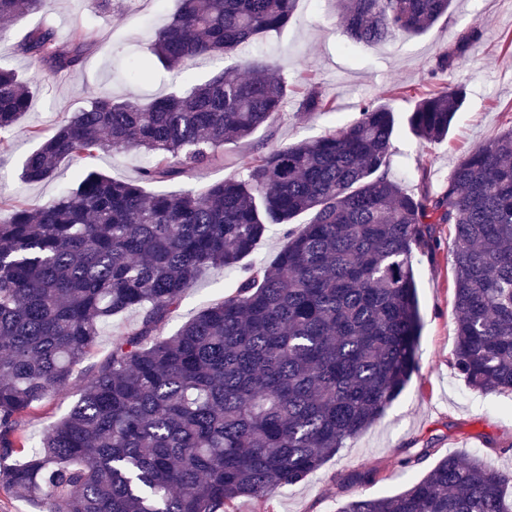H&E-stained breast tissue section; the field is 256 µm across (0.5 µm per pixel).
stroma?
Instances as JSON below:
<instances>
[{"instance_id": "obj_1", "label": "stroma", "mask_w": 512, "mask_h": 512, "mask_svg": "<svg viewBox=\"0 0 512 512\" xmlns=\"http://www.w3.org/2000/svg\"><path fill=\"white\" fill-rule=\"evenodd\" d=\"M177 0H111L108 10L93 9L89 0H47L40 12L0 20V66L30 76L31 61L16 50L26 32L50 24L58 39L72 28L92 32L81 68L48 75L35 87L28 112L8 138L11 148L0 154V215L17 201L35 206L72 187L78 175L92 167L114 179L134 180L146 161L135 152H109L85 161L61 160L48 180L27 184L21 166L37 142L32 130L52 134L63 121L85 107L93 92L118 99L150 103L175 89L172 71L152 63L146 82L121 79L117 71L127 61L147 56L158 27L168 22ZM480 26L483 36L459 54L451 69L434 74L439 51L454 45L458 35ZM265 50L288 81L284 112L258 128L248 139L225 143L223 155L198 172L149 184L154 193L200 188L235 175L261 151L317 138L352 123L358 103L375 100L394 112L389 173L406 190L447 185L458 162L471 149L490 145L512 128V0H454L448 14L419 36L398 35L373 44H356L343 34L336 16V0H298L288 25L267 34ZM438 79L466 84L469 93L448 137L424 144L413 135L409 116L414 106L410 89ZM316 85L333 100L334 111L301 113L298 103ZM432 253L417 254L416 285L421 330L416 345V371L382 417L351 441L304 483L276 491L268 500L238 499L234 512H339L348 500L400 493L420 480L446 454L487 458L495 467L512 470V392L481 396L472 391L452 367L455 311L452 293L451 243L447 225L435 227ZM243 275L242 268H206L185 288L182 298L160 328L161 336L179 331L202 310L222 298ZM139 311L128 310L102 328L92 354L76 367L70 386L25 416L21 428L31 441L66 416L80 397L89 375L112 352L120 330L136 326ZM432 452L413 466L403 458L423 444ZM371 468L370 483H346L360 468Z\"/></svg>"}]
</instances>
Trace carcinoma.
Returning a JSON list of instances; mask_svg holds the SVG:
<instances>
[{
	"label": "carcinoma",
	"instance_id": "carcinoma-1",
	"mask_svg": "<svg viewBox=\"0 0 512 512\" xmlns=\"http://www.w3.org/2000/svg\"><path fill=\"white\" fill-rule=\"evenodd\" d=\"M453 0H336L349 40L420 34ZM44 0H0V20ZM296 0H179L149 52L170 70L215 55L226 70L144 107L95 94L42 138L21 178H50L64 158L136 151L137 181L96 171L34 208L0 218V486L47 512H230L308 479L374 424L415 371L420 330L414 260L453 233L456 341L452 367L481 394L512 391V129L464 156L440 192L406 191L388 176L393 110L365 101L357 120L317 139L272 148L240 173L200 189L153 194L150 181L202 170L224 143L283 111L276 64L242 55L288 24ZM481 36L472 27L439 54L444 72ZM90 33L64 43L50 25L17 50L60 74L80 68ZM463 84L415 93L422 143L448 137ZM29 81L0 68L2 133L28 111ZM305 113L332 108L318 88ZM286 231L269 265L248 275L175 335L161 324L204 266L232 268L270 224ZM129 309L112 357L69 414L31 444L20 421L96 345L101 324ZM340 512H512V471L453 454L409 489L354 499Z\"/></svg>",
	"mask_w": 512,
	"mask_h": 512
}]
</instances>
